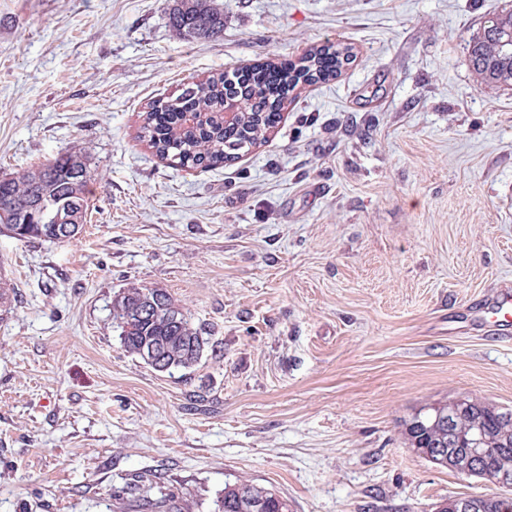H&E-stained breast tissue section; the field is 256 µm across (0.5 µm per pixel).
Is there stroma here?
<instances>
[{"label":"stroma","mask_w":512,"mask_h":512,"mask_svg":"<svg viewBox=\"0 0 512 512\" xmlns=\"http://www.w3.org/2000/svg\"><path fill=\"white\" fill-rule=\"evenodd\" d=\"M224 34L173 31L174 0H0V177L64 150L92 174L68 241L0 234V512H127L114 493L213 512L248 479L292 512H433L489 484L417 456L420 408L512 409V340L480 319L512 285V89L468 42L504 0H214ZM265 143L185 170L138 138L181 83L326 41ZM160 288L214 347L159 372L114 297Z\"/></svg>","instance_id":"stroma-1"}]
</instances>
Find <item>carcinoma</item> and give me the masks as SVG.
Returning <instances> with one entry per match:
<instances>
[{"label":"carcinoma","mask_w":512,"mask_h":512,"mask_svg":"<svg viewBox=\"0 0 512 512\" xmlns=\"http://www.w3.org/2000/svg\"><path fill=\"white\" fill-rule=\"evenodd\" d=\"M170 23L180 37L213 39L224 33V14L207 0H177ZM352 50L326 42L299 60L270 61L232 72H220L184 84L176 96L147 104L138 138L157 156L185 169H215L233 164L240 154L260 143L280 122L281 112L294 91L303 85L335 79L351 63ZM473 70L483 82L512 88V5L484 21L469 42ZM237 103L240 113L224 122V103ZM92 175L83 156L72 150L57 153L35 169L0 178V233L32 240H54L56 226L81 227L89 210ZM152 288L132 286L112 302V320L120 329L127 352L141 356V345L153 340L169 368L190 369L210 344L203 329L162 291L150 314L141 308ZM453 418L457 438H477L495 453L477 460V479L505 466L512 468V410L467 397L430 404L405 423L408 447L419 457L446 468L438 449L448 447V425ZM476 512H512V497L485 493L476 499ZM140 512H174L173 498L138 500ZM214 512H291V505L274 489L242 480L224 487Z\"/></svg>","instance_id":"carcinoma-1"}]
</instances>
